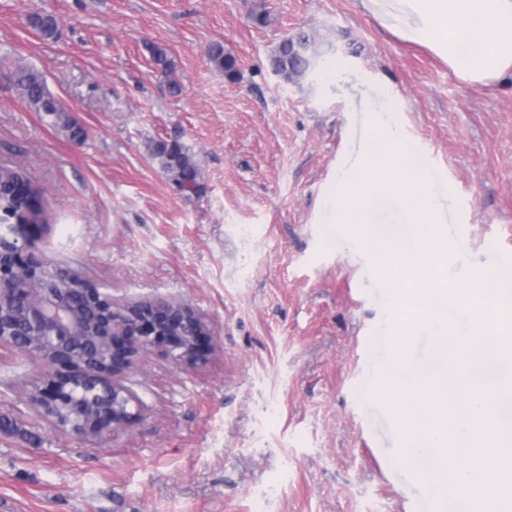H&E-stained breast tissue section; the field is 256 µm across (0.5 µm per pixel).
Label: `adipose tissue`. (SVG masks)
I'll return each mask as SVG.
<instances>
[{
  "instance_id": "ef3b65f1",
  "label": "adipose tissue",
  "mask_w": 512,
  "mask_h": 512,
  "mask_svg": "<svg viewBox=\"0 0 512 512\" xmlns=\"http://www.w3.org/2000/svg\"><path fill=\"white\" fill-rule=\"evenodd\" d=\"M398 38L419 44L468 84L512 79V0H360Z\"/></svg>"
}]
</instances>
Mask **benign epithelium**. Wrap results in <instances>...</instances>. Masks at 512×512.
<instances>
[{
  "mask_svg": "<svg viewBox=\"0 0 512 512\" xmlns=\"http://www.w3.org/2000/svg\"><path fill=\"white\" fill-rule=\"evenodd\" d=\"M35 225H23L26 240H15L10 251H0V305L21 315L24 335L35 333L57 352L47 365L45 377L33 384L35 398L30 403L42 415L64 406L68 387L83 384L95 388L100 405L90 414L76 411L78 422L63 431L83 438L98 437L139 420L130 410L136 401L124 385L126 372L145 350H155L186 366L209 359L213 352L212 334L197 313L182 320L175 315L178 303L165 300L143 301L119 306L112 297L85 282L78 281L70 292L52 288L42 277L44 262L31 245ZM109 310L112 317L90 323L82 317L85 305ZM105 353L104 363L94 361Z\"/></svg>",
  "mask_w": 512,
  "mask_h": 512,
  "instance_id": "benign-epithelium-1",
  "label": "benign epithelium"
}]
</instances>
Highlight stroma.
<instances>
[{
    "label": "stroma",
    "instance_id": "stroma-1",
    "mask_svg": "<svg viewBox=\"0 0 512 512\" xmlns=\"http://www.w3.org/2000/svg\"><path fill=\"white\" fill-rule=\"evenodd\" d=\"M301 33L345 82L276 72ZM215 43L235 76L210 61ZM22 67L83 137L21 96ZM381 94L447 175L459 287L489 281L512 250V82H460L360 0H0V169L43 192L39 254L118 304H188L214 336L194 368L142 353L125 380L138 422L97 439L46 421L27 400L45 367L0 347V417L15 423L0 431V512H418L424 487L359 384L385 315L376 276L352 227L337 245L318 221ZM174 141L198 193L154 155Z\"/></svg>",
    "mask_w": 512,
    "mask_h": 512
}]
</instances>
